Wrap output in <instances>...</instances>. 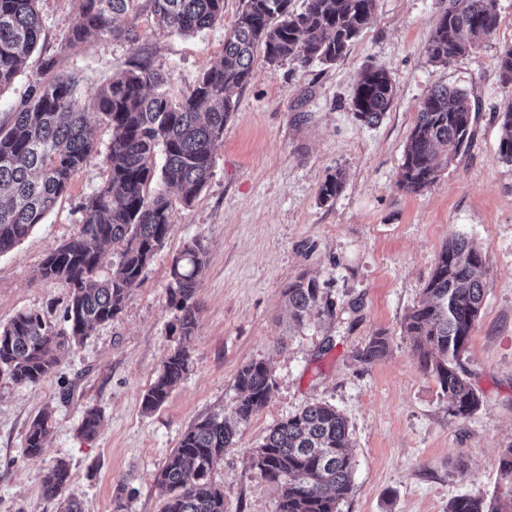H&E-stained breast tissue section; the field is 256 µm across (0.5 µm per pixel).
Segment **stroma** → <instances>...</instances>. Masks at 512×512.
<instances>
[{
	"label": "stroma",
	"mask_w": 512,
	"mask_h": 512,
	"mask_svg": "<svg viewBox=\"0 0 512 512\" xmlns=\"http://www.w3.org/2000/svg\"><path fill=\"white\" fill-rule=\"evenodd\" d=\"M241 0H224V20L194 35L159 31L137 20L134 42L92 38L65 49L76 0H39L43 37L14 84L0 92V124L47 56L82 78L79 106L141 56L166 76L179 99L224 54ZM448 0H377L367 27L333 65H268L256 56L250 82L236 89L235 110L214 155L213 175L191 206L174 204V232L132 288L112 322L60 353L54 373L35 385L0 376V512H58L41 480L57 460L70 466L68 494L84 512H112L116 495L129 512H161L167 493L158 474L184 432L232 412L238 371L265 363L267 404L242 424L211 479L224 490V512H276L278 489L252 455L270 429L309 404L326 402L348 420L356 463L352 494L340 512H448L467 494L512 503L499 471L512 445V163L498 157L502 112L512 85L498 69L512 46V0H498L499 24L448 65L424 46ZM368 64L391 74L396 95L375 126L351 110L357 77ZM466 91L477 107L468 148L438 180L411 194L397 184L421 98L434 86ZM111 128L96 125L97 151L43 224L0 255V325L36 311L62 325L65 290L42 279L44 259L75 231L80 204L109 178ZM342 191L319 189L336 171ZM465 237L486 260L489 290L461 364L483 403L471 416L448 410L435 378L403 334L442 247ZM203 238L208 265L197 285L201 311L190 339L169 304L170 266L185 244ZM319 282L332 313L295 326L284 294L298 277ZM385 333V357L367 364L357 352ZM187 346L191 364L157 411L143 393L164 361ZM52 408L40 457L24 452L31 421ZM103 415L95 437L80 435L86 410Z\"/></svg>",
	"instance_id": "stroma-1"
}]
</instances>
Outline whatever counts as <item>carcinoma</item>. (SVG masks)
Listing matches in <instances>:
<instances>
[{"instance_id": "1", "label": "carcinoma", "mask_w": 512, "mask_h": 512, "mask_svg": "<svg viewBox=\"0 0 512 512\" xmlns=\"http://www.w3.org/2000/svg\"><path fill=\"white\" fill-rule=\"evenodd\" d=\"M38 0H0V90L11 86L43 31ZM242 0L224 37L219 63L202 72L178 100L163 90V74L142 59L113 77L92 97L90 110L112 129L106 154L107 183L80 205L84 213L75 232L51 252L40 276L67 289L64 322L58 330L36 311L21 312L0 326V374L21 385L49 377L58 353L105 324L122 310L130 290L174 231L173 202L167 189L191 205L213 174L214 153L224 123L235 108L232 88L251 79L254 55L279 64L295 60L333 65L342 58L370 20L377 0ZM148 6L158 27L176 35L201 32L224 20V0H78L69 26L68 47L77 49L90 37L137 39L136 20ZM499 23L497 0H449L424 51L447 65L464 54L471 40L493 33ZM504 83L512 84V46L498 59ZM79 77L46 59L17 102L9 126L0 125V254L10 251L43 223L67 192L74 176L96 149L95 126L75 107ZM395 87L388 72L368 66L356 82L351 106L360 122L378 124L392 106ZM472 136V106L466 91L450 86L430 89L417 107L399 171L398 185L418 193L436 182L444 161L467 148ZM498 154L512 163V102L504 108ZM342 171L319 190L327 203L342 190ZM116 260L99 275L107 252ZM208 264V248L197 238L173 258L171 304L178 310L180 335H193L200 311L197 284ZM488 291L485 260L466 238L440 251L423 298L406 316L403 331L423 370L434 376L448 399V409L467 417L482 404L480 394L458 369ZM298 325L331 312L319 284L300 277L285 290ZM389 338L371 337L357 358L372 363L383 357ZM190 363L184 348L174 351L143 395L142 409L154 412L168 400ZM241 397L230 419L208 417L194 423L168 455L159 473L170 497L162 512H224V490L211 481L224 449L240 426L269 400L271 377L262 362L241 368ZM51 413L41 412L28 427L24 448L30 458L42 454ZM101 415L88 410L80 433H98ZM254 466L279 489L276 512H339L353 492L355 462L349 453V426L336 407L314 403L273 426L254 453ZM69 465L59 461L45 472L41 495L59 501V512H84L80 501L65 495ZM448 512H512L483 498L456 496Z\"/></svg>"}]
</instances>
